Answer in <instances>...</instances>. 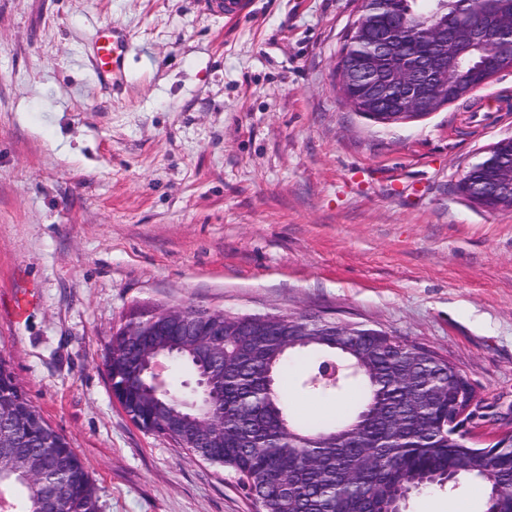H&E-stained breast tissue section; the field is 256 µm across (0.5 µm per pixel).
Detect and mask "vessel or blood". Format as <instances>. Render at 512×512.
I'll use <instances>...</instances> for the list:
<instances>
[{"label":"vessel or blood","instance_id":"obj_1","mask_svg":"<svg viewBox=\"0 0 512 512\" xmlns=\"http://www.w3.org/2000/svg\"><path fill=\"white\" fill-rule=\"evenodd\" d=\"M249 5V0H209L208 8L231 20L245 15ZM132 53L130 36L123 27H98L91 40L92 73L96 83L112 92L122 90L127 84Z\"/></svg>","mask_w":512,"mask_h":512}]
</instances>
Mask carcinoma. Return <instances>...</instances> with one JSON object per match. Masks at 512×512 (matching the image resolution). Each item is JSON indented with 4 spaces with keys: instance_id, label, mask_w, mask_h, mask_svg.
<instances>
[{
    "instance_id": "1",
    "label": "carcinoma",
    "mask_w": 512,
    "mask_h": 512,
    "mask_svg": "<svg viewBox=\"0 0 512 512\" xmlns=\"http://www.w3.org/2000/svg\"><path fill=\"white\" fill-rule=\"evenodd\" d=\"M458 10L459 0H388L371 18L369 33L376 35L399 15L421 33L437 16ZM453 68L465 84L485 76L472 73L467 55ZM343 94L360 114L369 111L363 85L347 86ZM186 313L198 339L214 343V359L172 348L160 356L193 379L213 361L223 369L224 398L206 403L171 385L158 391L147 387L146 357L158 345L180 342L165 329L160 312H130L107 342L105 369L120 402L146 431L166 434L171 415L186 429L224 423L220 439L187 452L233 471L260 512H394L403 488L455 486L462 480L484 486L486 512H512V446L473 448L454 434L448 426L458 394L453 385L420 402L425 382L447 378L445 361L427 362L416 371L422 347L373 328L322 327L307 343L289 348L296 324L286 316L259 327L246 323L247 315H226L224 335L216 336L209 310L189 307ZM303 352L350 366L335 386H303L310 396L346 394V416L317 422L292 414L288 364ZM190 397L195 408L182 407ZM392 427L400 432L398 440L383 448L381 439ZM3 430L12 447L0 449V512H45L52 493L58 512H100L88 466L37 410L10 360L0 355Z\"/></svg>"
}]
</instances>
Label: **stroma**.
<instances>
[{
    "instance_id": "1",
    "label": "stroma",
    "mask_w": 512,
    "mask_h": 512,
    "mask_svg": "<svg viewBox=\"0 0 512 512\" xmlns=\"http://www.w3.org/2000/svg\"><path fill=\"white\" fill-rule=\"evenodd\" d=\"M360 0H0V354L88 465L101 512H254L227 469L136 426L103 366L135 308L316 315L430 348L512 430V211L458 189L512 136V73L391 125L341 93ZM149 54L122 93L93 29ZM503 102L480 112L481 100ZM462 482L411 495L445 512ZM209 10L224 13V19H236L245 15L249 9V0H208ZM128 32L118 25H102L91 40L92 73L104 89L119 92L127 85L128 61L133 53Z\"/></svg>"
}]
</instances>
